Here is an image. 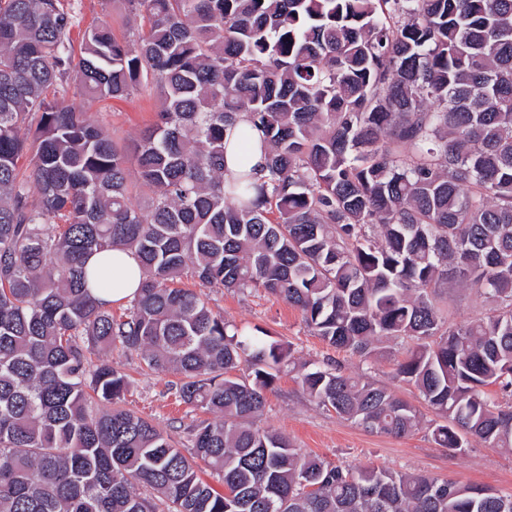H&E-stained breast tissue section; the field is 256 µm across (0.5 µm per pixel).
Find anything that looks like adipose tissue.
Listing matches in <instances>:
<instances>
[{
    "label": "adipose tissue",
    "instance_id": "ef3b65f1",
    "mask_svg": "<svg viewBox=\"0 0 512 512\" xmlns=\"http://www.w3.org/2000/svg\"><path fill=\"white\" fill-rule=\"evenodd\" d=\"M249 132V140H242V132ZM268 146L261 134L250 131L247 121H240L224 136V178L235 179L242 171L252 172L255 180H262ZM87 266L91 272L108 273L112 285L102 288L91 285L90 291L104 306H112L132 300L140 283L139 264L128 250L115 248L89 257Z\"/></svg>",
    "mask_w": 512,
    "mask_h": 512
}]
</instances>
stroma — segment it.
<instances>
[{
    "mask_svg": "<svg viewBox=\"0 0 512 512\" xmlns=\"http://www.w3.org/2000/svg\"><path fill=\"white\" fill-rule=\"evenodd\" d=\"M68 2L80 20L79 29L72 32L76 40L81 37L82 27L99 21L111 23L119 34L135 23L125 0ZM157 106L155 92L143 89L122 102L93 104L90 113L114 140L128 145L150 123ZM208 296L211 307L238 327L248 331L263 328L274 339L291 345L294 355L301 359L319 362L332 358L343 363L347 371L367 373L398 397L416 404L424 419H433V411L420 401L417 391L392 377L394 365L402 357L399 342H383L382 356L366 364L312 335L296 308L264 291L240 294L213 288ZM124 364L131 381L125 407L165 430L176 447H185L187 428L203 419V412L179 403L169 394L170 374L149 371L134 358L125 359ZM257 424L334 464L387 467L512 493V452L487 447L475 438L465 451L454 452L436 445L424 431L404 437L368 432L316 406L288 373L282 374L274 390L268 392L265 411Z\"/></svg>",
    "mask_w": 512,
    "mask_h": 512,
    "instance_id": "1",
    "label": "stroma"
}]
</instances>
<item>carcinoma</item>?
Masks as SVG:
<instances>
[{
    "label": "carcinoma",
    "instance_id": "cac0c4a2",
    "mask_svg": "<svg viewBox=\"0 0 512 512\" xmlns=\"http://www.w3.org/2000/svg\"><path fill=\"white\" fill-rule=\"evenodd\" d=\"M127 5L145 29L93 24L76 45L64 0H0V512H512V494L334 465L255 427L285 371L371 432L408 436L422 416L204 293L262 289L364 362L406 341L393 378L435 412L433 441L511 450L512 0ZM148 87L154 122L117 145L90 105ZM242 118L269 144L266 176L226 184ZM115 247L142 273L119 319L86 266ZM450 288L489 312L451 321ZM114 351L212 414L188 453L122 406Z\"/></svg>",
    "mask_w": 512,
    "mask_h": 512
}]
</instances>
